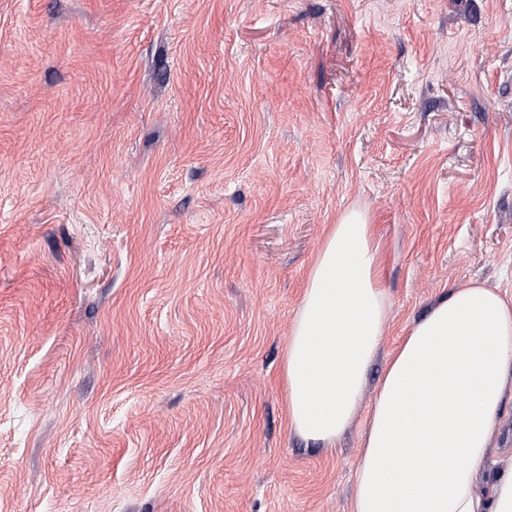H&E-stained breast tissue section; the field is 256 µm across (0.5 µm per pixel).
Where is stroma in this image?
Instances as JSON below:
<instances>
[{
	"label": "stroma",
	"instance_id": "1",
	"mask_svg": "<svg viewBox=\"0 0 512 512\" xmlns=\"http://www.w3.org/2000/svg\"><path fill=\"white\" fill-rule=\"evenodd\" d=\"M352 209L389 318L324 448L281 372ZM475 280L512 297V0H0V512H351Z\"/></svg>",
	"mask_w": 512,
	"mask_h": 512
}]
</instances>
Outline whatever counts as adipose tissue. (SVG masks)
<instances>
[{"mask_svg": "<svg viewBox=\"0 0 512 512\" xmlns=\"http://www.w3.org/2000/svg\"><path fill=\"white\" fill-rule=\"evenodd\" d=\"M382 256L356 211L310 271L283 364L291 427L335 446L354 418L388 315ZM512 398V302L449 289L393 352L363 436L352 512H512V467L489 445Z\"/></svg>", "mask_w": 512, "mask_h": 512, "instance_id": "adipose-tissue-1", "label": "adipose tissue"}]
</instances>
